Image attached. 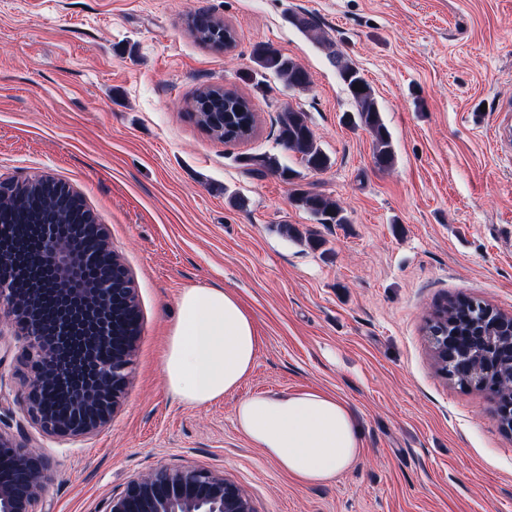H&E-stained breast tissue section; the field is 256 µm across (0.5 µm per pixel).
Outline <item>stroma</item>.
<instances>
[{
  "label": "stroma",
  "mask_w": 512,
  "mask_h": 512,
  "mask_svg": "<svg viewBox=\"0 0 512 512\" xmlns=\"http://www.w3.org/2000/svg\"><path fill=\"white\" fill-rule=\"evenodd\" d=\"M198 13L233 29L230 50L195 41L185 21ZM299 15L371 86L393 167L344 121L355 105ZM258 43L294 58L309 87L258 70ZM211 85L250 100V138L197 124L192 98ZM511 105L512 0H0V181L50 178L81 195L141 315L122 402L81 441L21 411L22 343L0 345V430L51 463L41 512H102L160 468L222 475L253 512H512V436L484 391L438 372L426 334L462 294L512 315ZM287 107L306 113L325 171L277 142ZM263 153L347 223H319L278 176H250L241 157ZM192 286L234 294L260 338L238 389L201 407L161 369ZM287 389L330 391L357 415L361 458L329 484L298 486L236 427L239 400Z\"/></svg>",
  "instance_id": "stroma-1"
}]
</instances>
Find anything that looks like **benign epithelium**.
<instances>
[{
    "instance_id": "1",
    "label": "benign epithelium",
    "mask_w": 512,
    "mask_h": 512,
    "mask_svg": "<svg viewBox=\"0 0 512 512\" xmlns=\"http://www.w3.org/2000/svg\"><path fill=\"white\" fill-rule=\"evenodd\" d=\"M40 190V250L27 251L28 269L49 271L40 292L17 283L21 265L0 248V307L27 341L32 376L16 401L48 435L84 438L111 418L124 394L140 320L135 289L124 265L101 254L109 249L101 224H66L73 195L44 179ZM91 266L95 280L82 284ZM126 312V321L116 311ZM63 390L69 406H51ZM0 451L17 456L12 480L0 485V512H39L49 461L38 448H21L0 432ZM104 512H253L249 499L232 482L207 470L159 469L132 480L112 496Z\"/></svg>"
}]
</instances>
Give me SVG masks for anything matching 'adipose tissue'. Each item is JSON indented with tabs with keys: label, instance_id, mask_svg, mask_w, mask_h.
Here are the masks:
<instances>
[{
	"label": "adipose tissue",
	"instance_id": "1",
	"mask_svg": "<svg viewBox=\"0 0 512 512\" xmlns=\"http://www.w3.org/2000/svg\"><path fill=\"white\" fill-rule=\"evenodd\" d=\"M177 305L162 371L181 402L202 406L240 386L254 365L259 338L249 312L224 289H183ZM235 418L252 445L301 486L335 480L362 454L352 407L326 391L248 396L239 401Z\"/></svg>",
	"mask_w": 512,
	"mask_h": 512
}]
</instances>
